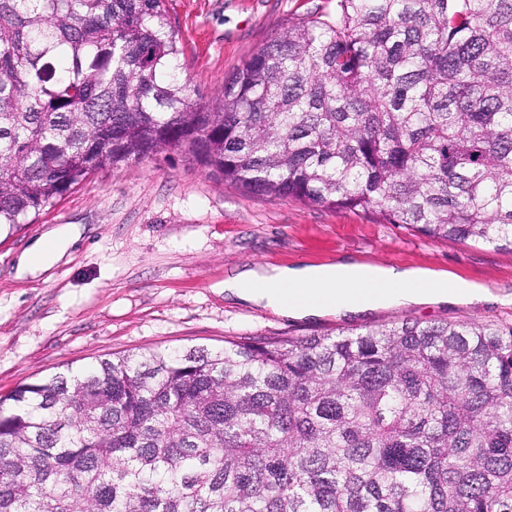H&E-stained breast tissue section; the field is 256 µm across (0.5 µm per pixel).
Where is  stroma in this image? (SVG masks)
Returning <instances> with one entry per match:
<instances>
[{
	"mask_svg": "<svg viewBox=\"0 0 512 512\" xmlns=\"http://www.w3.org/2000/svg\"><path fill=\"white\" fill-rule=\"evenodd\" d=\"M336 0H166L182 74L217 96L269 36L333 13ZM83 237L48 272L16 275L49 228ZM363 263L432 270L487 298L291 318L225 296L224 278L256 264ZM512 322V251L433 239L377 214L254 195L192 155L162 151L104 169L32 223L0 233V396L114 355L222 348L242 337L326 334L400 322Z\"/></svg>",
	"mask_w": 512,
	"mask_h": 512,
	"instance_id": "35a3bbf8",
	"label": "stroma"
}]
</instances>
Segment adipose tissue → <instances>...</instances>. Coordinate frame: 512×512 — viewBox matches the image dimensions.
Listing matches in <instances>:
<instances>
[{
  "instance_id": "adipose-tissue-1",
  "label": "adipose tissue",
  "mask_w": 512,
  "mask_h": 512,
  "mask_svg": "<svg viewBox=\"0 0 512 512\" xmlns=\"http://www.w3.org/2000/svg\"><path fill=\"white\" fill-rule=\"evenodd\" d=\"M70 224L48 230L18 259V275H36L60 261L82 236ZM225 294L276 314L303 318L328 312L363 313L378 307L472 299L480 291L423 269H396L360 262L299 267L259 265L225 278Z\"/></svg>"
}]
</instances>
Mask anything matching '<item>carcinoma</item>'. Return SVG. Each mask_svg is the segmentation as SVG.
<instances>
[{
	"instance_id": "obj_1",
	"label": "carcinoma",
	"mask_w": 512,
	"mask_h": 512,
	"mask_svg": "<svg viewBox=\"0 0 512 512\" xmlns=\"http://www.w3.org/2000/svg\"><path fill=\"white\" fill-rule=\"evenodd\" d=\"M165 0H0V227L188 152L247 192L512 250V0H336L219 102ZM0 512H512V323L153 349L0 398Z\"/></svg>"
}]
</instances>
